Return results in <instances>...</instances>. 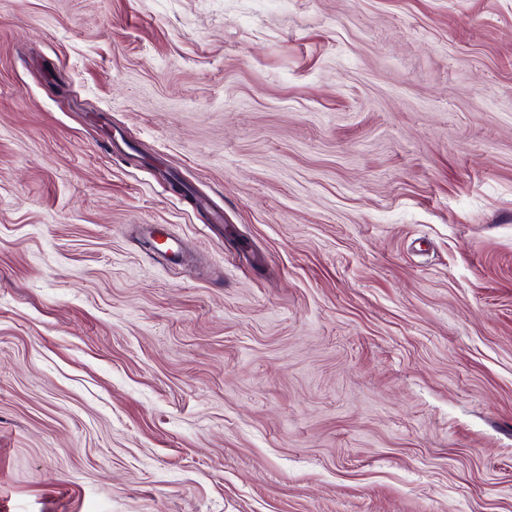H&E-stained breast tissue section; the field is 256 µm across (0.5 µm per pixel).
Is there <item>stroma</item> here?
I'll use <instances>...</instances> for the list:
<instances>
[{
	"instance_id": "stroma-1",
	"label": "stroma",
	"mask_w": 512,
	"mask_h": 512,
	"mask_svg": "<svg viewBox=\"0 0 512 512\" xmlns=\"http://www.w3.org/2000/svg\"><path fill=\"white\" fill-rule=\"evenodd\" d=\"M0 512H512V0H0Z\"/></svg>"
}]
</instances>
